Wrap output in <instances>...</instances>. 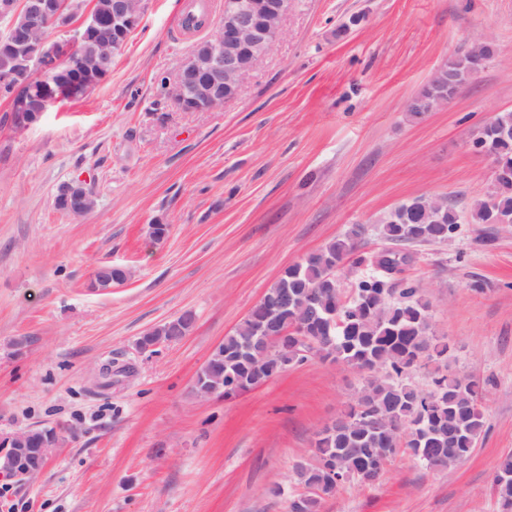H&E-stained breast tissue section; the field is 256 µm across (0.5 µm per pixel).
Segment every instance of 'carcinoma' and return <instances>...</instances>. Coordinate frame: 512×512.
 <instances>
[{
    "label": "carcinoma",
    "mask_w": 512,
    "mask_h": 512,
    "mask_svg": "<svg viewBox=\"0 0 512 512\" xmlns=\"http://www.w3.org/2000/svg\"><path fill=\"white\" fill-rule=\"evenodd\" d=\"M98 63L97 48L86 45L75 60L60 65L63 70ZM482 64L466 53L448 60V72L439 85L428 84L409 101L414 118L432 111L452 98ZM512 112H500L495 123L478 130L476 147L492 155L497 166L495 188L472 205L469 222L496 224L512 218ZM423 198L401 203L379 225L386 241L398 246L406 242L405 229L413 227L422 242H444L459 226V213L452 204L443 206L440 222L417 220ZM362 235L357 224L341 237L325 244L289 266L266 292L271 300L282 292L293 295L303 309L307 336L320 340L323 358L342 362L362 374L361 396L337 414L336 433L314 445V462L300 464L297 480L306 488L290 501L289 512H320L322 502L345 483L357 481L373 486L395 449L405 450L421 464L435 460L444 469L465 460L483 432V405L496 379L442 375L425 391L411 381L409 373L419 361L448 358V341L430 334V305L420 289L408 284L397 287L393 272L408 255L389 250L376 262L359 256L356 263L379 264L382 270L357 277L344 289L325 279L326 267L349 260L358 251ZM252 310L224 336V385L257 376L253 367L239 358L246 336L252 335ZM281 364L300 365L309 355L304 348L275 354ZM498 508L512 512V453L501 456L496 466Z\"/></svg>",
    "instance_id": "obj_1"
}]
</instances>
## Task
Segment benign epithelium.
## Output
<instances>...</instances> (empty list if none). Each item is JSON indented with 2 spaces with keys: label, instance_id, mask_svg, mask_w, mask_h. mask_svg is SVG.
Segmentation results:
<instances>
[{
  "label": "benign epithelium",
  "instance_id": "benign-epithelium-1",
  "mask_svg": "<svg viewBox=\"0 0 512 512\" xmlns=\"http://www.w3.org/2000/svg\"><path fill=\"white\" fill-rule=\"evenodd\" d=\"M83 0H0V19L8 21V37L0 42V54L11 52V64L0 65V89H28V101L16 104V123L26 126L36 122L48 105L72 98L84 73L59 71V65L78 54L85 43H103V59L97 76H102L111 54L120 49L129 32L136 29L145 10V0H112V10L103 16L91 10L85 13L70 39L50 41L42 34V23L54 28H69L82 13ZM289 9L288 0H224L221 21L202 41L195 44L181 60L173 83L164 90L184 112H206L235 100L250 75L264 60L270 44L282 34V22ZM57 208L70 215L82 216L96 205L95 195L81 181L62 185L56 196ZM114 278L108 272L92 276L90 287L122 284L129 271ZM264 319L257 335L244 339L241 356L251 359L261 351L264 370L257 382L265 383L278 374L271 364L275 350L300 346L301 334L290 338L279 329V316L288 310L297 313L299 306L283 298L275 305L260 299ZM194 385L197 397L207 399L224 392V375L207 370L197 374ZM0 475L24 480L39 473L51 450V439L34 438L29 431L0 438Z\"/></svg>",
  "mask_w": 512,
  "mask_h": 512
}]
</instances>
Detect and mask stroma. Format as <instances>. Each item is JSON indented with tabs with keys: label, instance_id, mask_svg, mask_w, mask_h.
Wrapping results in <instances>:
<instances>
[{
	"label": "stroma",
	"instance_id": "obj_1",
	"mask_svg": "<svg viewBox=\"0 0 512 512\" xmlns=\"http://www.w3.org/2000/svg\"><path fill=\"white\" fill-rule=\"evenodd\" d=\"M186 0H148L138 28L84 97L25 127L0 93V436L62 438L44 469L0 479V512H288L295 469L362 379L317 358L229 399L193 379L285 268L417 196L455 199L453 238L410 245L401 278L431 303L448 369L494 375L471 455L427 470L405 451L378 485L351 481L321 512H497L496 465L512 452V224H472L492 186L474 134L512 112V0H290L283 34L238 98L181 111L160 88L191 41ZM491 37L494 56L421 119L405 107L448 58ZM86 181L96 206L56 209ZM163 224L162 242L150 227ZM129 279L89 288L93 269ZM192 314L182 340L143 333ZM112 385L97 387L102 363ZM285 494L272 498L268 488ZM56 205L70 216H82L95 207L96 198L82 181H71L59 188Z\"/></svg>",
	"mask_w": 512,
	"mask_h": 512
}]
</instances>
